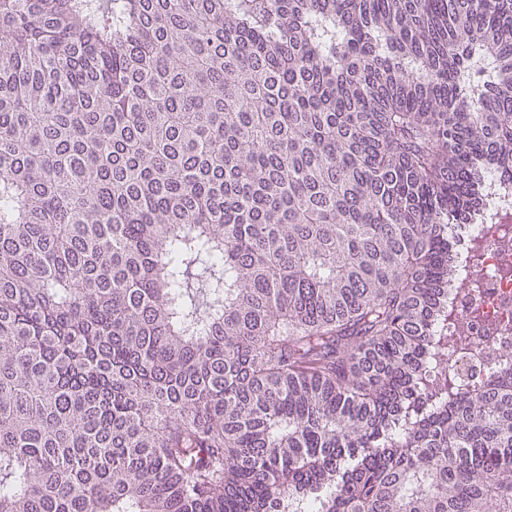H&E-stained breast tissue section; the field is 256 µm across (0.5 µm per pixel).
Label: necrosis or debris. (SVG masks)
Segmentation results:
<instances>
[{"mask_svg": "<svg viewBox=\"0 0 512 512\" xmlns=\"http://www.w3.org/2000/svg\"><path fill=\"white\" fill-rule=\"evenodd\" d=\"M489 202L461 269L463 282L450 302L458 317L449 334L465 330L480 345L477 355L453 356L450 364L472 386L490 358L512 351V186L490 180Z\"/></svg>", "mask_w": 512, "mask_h": 512, "instance_id": "necrosis-or-debris-1", "label": "necrosis or debris"}]
</instances>
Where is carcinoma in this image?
Returning <instances> with one entry per match:
<instances>
[{
	"instance_id": "carcinoma-1",
	"label": "carcinoma",
	"mask_w": 512,
	"mask_h": 512,
	"mask_svg": "<svg viewBox=\"0 0 512 512\" xmlns=\"http://www.w3.org/2000/svg\"><path fill=\"white\" fill-rule=\"evenodd\" d=\"M494 176L512 0H0V512H512ZM488 195L473 250L463 257V283L450 297L459 323L481 349L449 362L469 388L484 376L491 357L512 353V186L492 178Z\"/></svg>"
}]
</instances>
